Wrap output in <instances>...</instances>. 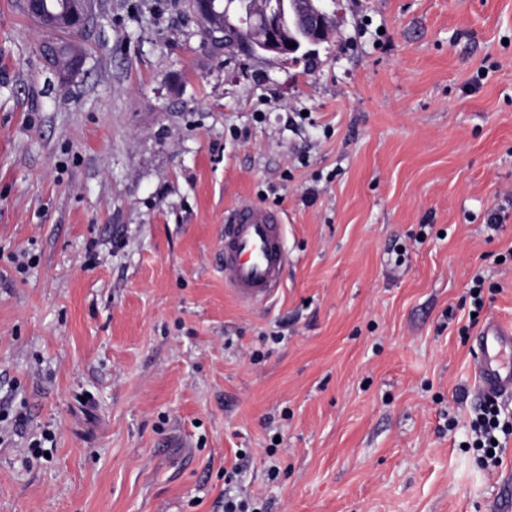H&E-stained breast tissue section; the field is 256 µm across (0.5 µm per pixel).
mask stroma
I'll use <instances>...</instances> for the list:
<instances>
[{
    "label": "stroma",
    "instance_id": "obj_1",
    "mask_svg": "<svg viewBox=\"0 0 512 512\" xmlns=\"http://www.w3.org/2000/svg\"><path fill=\"white\" fill-rule=\"evenodd\" d=\"M187 2L91 0L63 86L0 0V512H224L236 466L268 512H512V434L471 446L512 324V0H337L295 64ZM243 200L284 217L260 305L224 284ZM474 366L478 392L484 397L512 396V325L489 320L480 332Z\"/></svg>",
    "mask_w": 512,
    "mask_h": 512
}]
</instances>
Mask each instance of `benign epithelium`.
I'll list each match as a JSON object with an SVG mask.
<instances>
[{"instance_id":"7a95c632","label":"benign epithelium","mask_w":512,"mask_h":512,"mask_svg":"<svg viewBox=\"0 0 512 512\" xmlns=\"http://www.w3.org/2000/svg\"><path fill=\"white\" fill-rule=\"evenodd\" d=\"M334 0H198L196 12L207 18L224 15V25L209 23L212 35L225 29H236V19L241 13L250 18L252 28L244 38H236L232 45L250 56L270 54L285 58L293 49L290 29L302 32L311 46L328 41L334 12ZM29 12L49 29L67 30L84 23L89 10V0H27ZM83 55L73 52L66 65L56 69L62 80L80 71Z\"/></svg>"}]
</instances>
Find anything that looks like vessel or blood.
<instances>
[{"label": "vessel or blood", "instance_id": "b4317fda", "mask_svg": "<svg viewBox=\"0 0 512 512\" xmlns=\"http://www.w3.org/2000/svg\"><path fill=\"white\" fill-rule=\"evenodd\" d=\"M280 212L242 201L224 213V283L248 304L279 288L288 260ZM478 392L512 397V325L488 321L480 332L474 366Z\"/></svg>", "mask_w": 512, "mask_h": 512}]
</instances>
